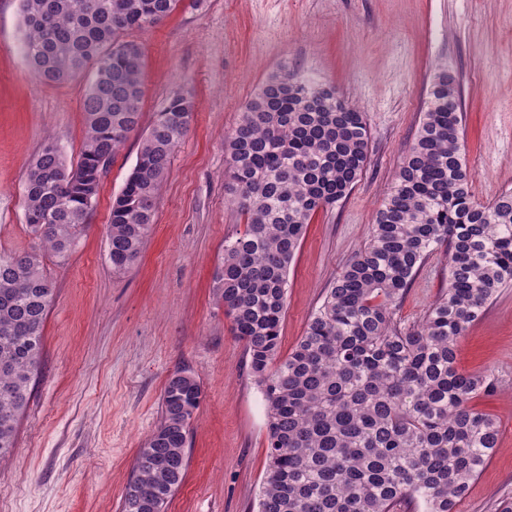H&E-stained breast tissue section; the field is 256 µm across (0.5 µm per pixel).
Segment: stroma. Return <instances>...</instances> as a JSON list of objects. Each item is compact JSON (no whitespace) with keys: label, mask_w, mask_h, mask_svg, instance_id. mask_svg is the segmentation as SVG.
I'll list each match as a JSON object with an SVG mask.
<instances>
[{"label":"stroma","mask_w":512,"mask_h":512,"mask_svg":"<svg viewBox=\"0 0 512 512\" xmlns=\"http://www.w3.org/2000/svg\"><path fill=\"white\" fill-rule=\"evenodd\" d=\"M18 0H0V252L26 251V170L47 138L76 164L85 131L80 77L38 79L20 52ZM142 43L143 121L177 88L195 118L177 149L141 259L116 274L105 228L135 162L133 133L104 174L67 264L45 258L56 300L42 365L9 463L0 512H120L140 446L160 420L171 373L195 372L203 399L185 479L167 512H258L267 466V409L245 346L213 295L224 243L244 218L224 193V137L242 105L282 67L334 85L366 112L370 157L335 208L313 216L288 274L281 354L303 336L328 288L368 240L389 183L423 118L439 69L462 89L465 153L475 202L512 191V0H207L134 31ZM430 257L396 308L419 324L446 284ZM457 365L491 373L476 409L499 427L498 447L457 512H498L512 498V285L462 338Z\"/></svg>","instance_id":"35a3bbf8"}]
</instances>
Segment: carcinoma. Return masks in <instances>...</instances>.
Instances as JSON below:
<instances>
[{"instance_id": "carcinoma-1", "label": "carcinoma", "mask_w": 512, "mask_h": 512, "mask_svg": "<svg viewBox=\"0 0 512 512\" xmlns=\"http://www.w3.org/2000/svg\"><path fill=\"white\" fill-rule=\"evenodd\" d=\"M205 0H19L20 50L33 74L64 82L90 72L79 161L48 139L27 168L29 251L0 253V464L42 363L43 326L56 296L43 257L69 260L88 224L105 168L141 124L144 50L129 32ZM192 97L176 90L142 138L112 202L107 256L121 274L141 258L173 154L190 129ZM461 91L440 70L416 137L388 186L368 243L356 252L280 358L288 272L312 216L344 199L371 141L366 114L335 88L284 69L243 106L224 138L225 189L246 229L224 242L216 299L244 342L268 409V462L258 512H456L498 445L499 427L472 401L491 374L459 371L456 348L512 282V192L472 199ZM448 255V288L421 324L396 306L426 260ZM201 382L167 378L159 424L139 449L121 512H166L188 466Z\"/></svg>"}]
</instances>
